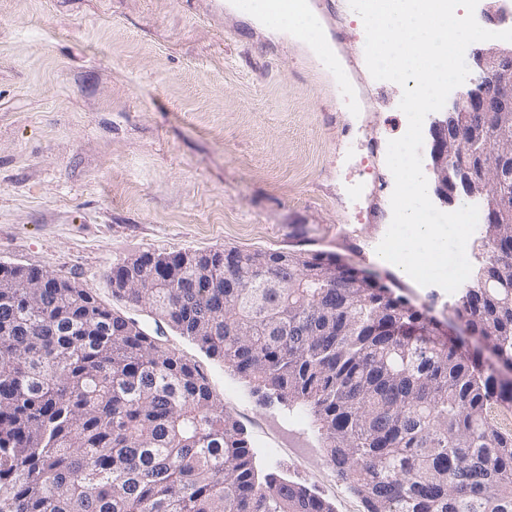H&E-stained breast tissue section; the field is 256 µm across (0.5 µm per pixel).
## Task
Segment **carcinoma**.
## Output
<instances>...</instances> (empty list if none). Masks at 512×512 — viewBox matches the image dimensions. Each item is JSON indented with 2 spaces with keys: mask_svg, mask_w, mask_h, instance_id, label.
Masks as SVG:
<instances>
[{
  "mask_svg": "<svg viewBox=\"0 0 512 512\" xmlns=\"http://www.w3.org/2000/svg\"><path fill=\"white\" fill-rule=\"evenodd\" d=\"M507 140L490 127L483 145ZM491 220L483 277L454 302L487 357L323 253L144 252L109 281L259 397L306 407L365 512H512V223ZM227 257L240 287L214 288ZM0 279V512H335L259 479L199 367L91 289L34 269Z\"/></svg>",
  "mask_w": 512,
  "mask_h": 512,
  "instance_id": "1",
  "label": "carcinoma"
}]
</instances>
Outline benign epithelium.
Wrapping results in <instances>:
<instances>
[{"mask_svg":"<svg viewBox=\"0 0 512 512\" xmlns=\"http://www.w3.org/2000/svg\"><path fill=\"white\" fill-rule=\"evenodd\" d=\"M469 76L453 91L448 107L436 113L429 125L433 193L442 204L454 205L461 198L476 200L484 213L495 211L512 222V195L501 190L497 155L503 145L486 147L481 176L471 163L478 141L465 130L466 116L489 124L512 121V43L490 44L472 49Z\"/></svg>","mask_w":512,"mask_h":512,"instance_id":"obj_1","label":"benign epithelium"}]
</instances>
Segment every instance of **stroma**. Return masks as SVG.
Wrapping results in <instances>:
<instances>
[{"instance_id":"1","label":"stroma","mask_w":512,"mask_h":512,"mask_svg":"<svg viewBox=\"0 0 512 512\" xmlns=\"http://www.w3.org/2000/svg\"><path fill=\"white\" fill-rule=\"evenodd\" d=\"M336 59L228 0H0V262L91 288L196 363L244 426L262 473L364 512L298 406L263 404L220 360L113 297L108 275L151 252L335 255L464 335L448 295L373 257L391 216L401 87L373 79L349 0H308Z\"/></svg>"}]
</instances>
